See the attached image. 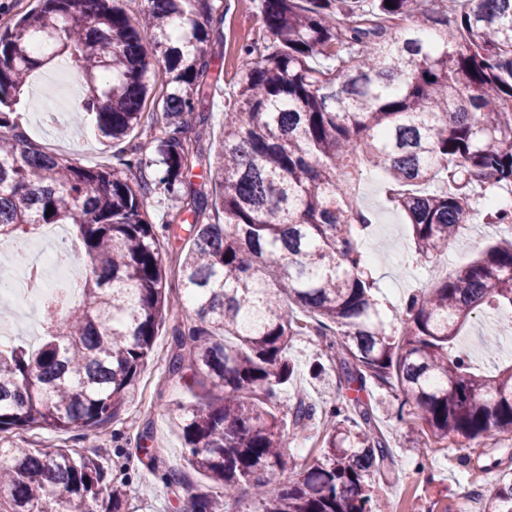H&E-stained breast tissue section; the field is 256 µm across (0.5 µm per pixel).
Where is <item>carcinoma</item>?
Instances as JSON below:
<instances>
[{"instance_id": "obj_1", "label": "carcinoma", "mask_w": 512, "mask_h": 512, "mask_svg": "<svg viewBox=\"0 0 512 512\" xmlns=\"http://www.w3.org/2000/svg\"><path fill=\"white\" fill-rule=\"evenodd\" d=\"M37 2L0 30V240L65 224L87 262L78 303L63 316L43 310L36 349L0 344V432L94 430L124 410L170 311L163 227L144 205L154 192L181 203L167 224L192 218L175 275L194 316L174 328L168 375L189 370L186 387L199 390L178 427L185 466L209 488L178 469L158 476L190 512H223L248 484L260 512H390L368 481L393 457L362 397L371 382L400 391L399 418L429 440L512 433V355L486 374L459 347L477 312L512 321V234L387 321L362 250L374 215L357 204L364 173L382 172L410 226L400 258L410 266L448 250L477 188L486 223L512 224V205L492 196L512 188V0H259L272 46L244 48L257 60L208 154L190 133L219 81L221 0H146L135 22L107 0ZM56 58L81 77L72 112L94 116L124 170L77 165L16 132L20 89ZM155 60L164 124L145 148L127 138ZM149 166L148 182L123 174ZM197 166L206 190L193 188ZM213 213L222 222L208 223ZM309 328L340 393L324 410L301 399L283 415L293 338ZM317 426L320 455L291 481L268 477L289 440ZM0 483V512L123 509L122 488L71 448L0 447ZM484 501V512H512V478Z\"/></svg>"}]
</instances>
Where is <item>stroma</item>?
<instances>
[{
  "label": "stroma",
  "instance_id": "35a3bbf8",
  "mask_svg": "<svg viewBox=\"0 0 512 512\" xmlns=\"http://www.w3.org/2000/svg\"><path fill=\"white\" fill-rule=\"evenodd\" d=\"M271 37L266 31L254 0H224V80L220 90L207 100L208 120L199 133L205 148L219 143L224 129V110L234 103V82L252 59L243 48H264ZM74 82V75L43 67L30 91L22 96L17 123L25 137L45 151L65 156L89 167L108 169L117 160L112 148L103 146L100 136L85 126L70 121L66 98H53L49 81ZM59 111L58 123L45 121L47 109ZM359 204L373 211L376 221L365 238V248L372 259L371 269L386 298L387 313L398 312L405 297L430 287L432 274L424 266L404 267L399 258L411 243L410 228L387 203L380 179L363 181ZM472 229L469 237H457L440 257L443 270H457L478 258L496 237L511 232L505 225L488 224L483 219L484 201H471ZM175 320V319H174ZM173 319H165L157 329L155 351L143 367L132 401L120 416L97 430L77 429L59 434L46 429H16L0 433V446L7 448H72L95 459L107 478L130 473L126 486V512H187L189 503L183 495L166 490L134 455L139 446L153 448L159 469L182 468L183 440L177 427L183 407L191 397L184 383L167 376V351L172 342ZM492 330L483 315H476L464 328L459 344L475 364L493 371L494 363L487 348ZM321 337L308 332L293 342L291 357L297 372L282 392L280 409L289 412L296 392H304L308 401L323 405L336 394L337 372L327 366L323 378L312 379L308 367L320 351ZM369 392L377 405V426L392 445L389 465L374 473L372 485L380 494L398 503L400 512H483L477 491L500 476L512 474V438L468 442L462 439L445 444L418 445V435L408 421L399 419L396 410L401 393L370 384Z\"/></svg>",
  "mask_w": 512,
  "mask_h": 512
}]
</instances>
